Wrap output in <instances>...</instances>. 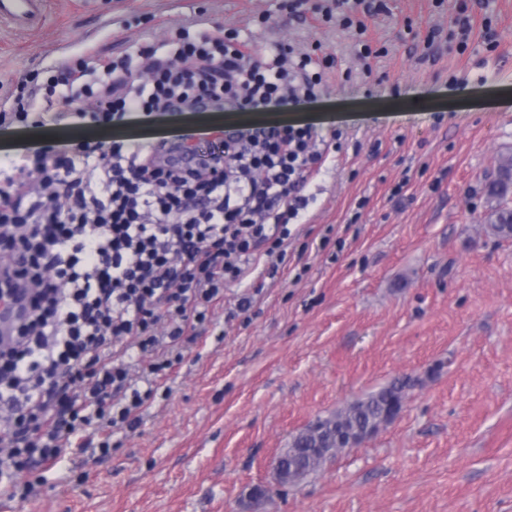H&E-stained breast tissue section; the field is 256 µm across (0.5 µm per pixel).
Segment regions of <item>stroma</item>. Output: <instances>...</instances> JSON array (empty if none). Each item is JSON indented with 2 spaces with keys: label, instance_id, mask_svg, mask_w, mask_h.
I'll use <instances>...</instances> for the list:
<instances>
[{
  "label": "stroma",
  "instance_id": "1",
  "mask_svg": "<svg viewBox=\"0 0 512 512\" xmlns=\"http://www.w3.org/2000/svg\"><path fill=\"white\" fill-rule=\"evenodd\" d=\"M384 4L368 19L380 54L366 61L353 30L291 17L282 0H47L37 25L0 19V99L19 75L46 83L87 37L117 57L220 25L334 60L320 97L278 109L2 125V169L60 137L134 147L257 123L342 133L293 228L307 272L227 284L160 380L167 397L113 434L111 457L68 449L12 512H512V236L491 231L484 192L512 158V0ZM464 11L479 25L463 50ZM402 377L417 384L389 425L300 485L277 484L292 436ZM256 486L270 490L258 503Z\"/></svg>",
  "mask_w": 512,
  "mask_h": 512
}]
</instances>
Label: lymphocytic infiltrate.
Returning <instances> with one entry per match:
<instances>
[{"mask_svg": "<svg viewBox=\"0 0 512 512\" xmlns=\"http://www.w3.org/2000/svg\"><path fill=\"white\" fill-rule=\"evenodd\" d=\"M331 65L291 47L256 49L236 29L195 37L183 27L118 61L87 49L57 66L43 99L19 78L0 124L276 108L317 99ZM339 138L256 125L225 128L206 151L185 138L134 151L48 144L0 173V282L27 299L0 348L1 492L28 500L38 484L21 472L76 444L107 459L113 431L139 427L225 284L242 283L254 255L272 279L287 265L303 190Z\"/></svg>", "mask_w": 512, "mask_h": 512, "instance_id": "lymphocytic-infiltrate-1", "label": "lymphocytic infiltrate"}]
</instances>
